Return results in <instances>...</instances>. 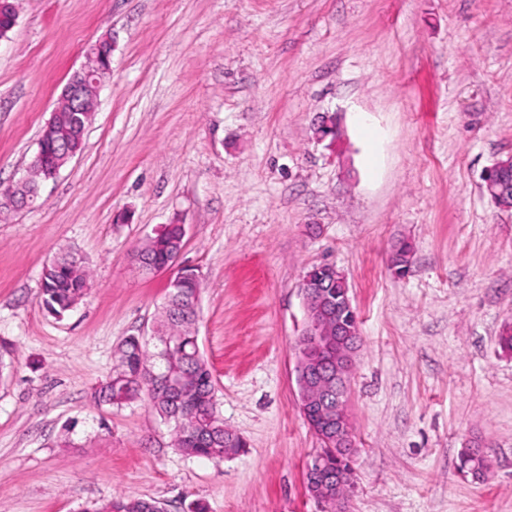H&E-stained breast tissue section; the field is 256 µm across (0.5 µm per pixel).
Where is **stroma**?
<instances>
[{"label": "stroma", "instance_id": "1", "mask_svg": "<svg viewBox=\"0 0 512 512\" xmlns=\"http://www.w3.org/2000/svg\"><path fill=\"white\" fill-rule=\"evenodd\" d=\"M0 39V185L21 177L86 47L112 70L82 153L38 203L0 215V512H322L320 443L295 344L301 283L342 271L362 345L348 415L349 512H512V209L481 173L512 157V0H16ZM325 112L340 139L313 136ZM178 221L198 268V344L244 452L188 456L146 399L96 401L113 354L149 335L170 272L136 247ZM414 248L409 271L393 246ZM88 259L64 318L44 265ZM489 460L460 473L462 448ZM85 512H167L162 503L153 499L119 497L87 508Z\"/></svg>", "mask_w": 512, "mask_h": 512}]
</instances>
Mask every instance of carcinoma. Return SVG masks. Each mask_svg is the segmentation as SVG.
<instances>
[{
    "label": "carcinoma",
    "instance_id": "obj_1",
    "mask_svg": "<svg viewBox=\"0 0 512 512\" xmlns=\"http://www.w3.org/2000/svg\"><path fill=\"white\" fill-rule=\"evenodd\" d=\"M96 102L88 100L86 111L72 112L66 100H58L51 133L44 136L43 147L30 165L28 187L36 188L73 156L84 149L88 124L92 122ZM495 191L491 198L500 206L512 207V158L497 163ZM183 246L179 227L165 225L149 238L136 256L142 268L153 271L168 266ZM413 247L407 241L394 245L390 260L398 271L408 270ZM315 290L327 287L336 293V284L326 281V268L318 265L308 271ZM90 275L86 261L77 252L67 251L43 268L40 300L51 314L61 317L86 294ZM201 278L194 269H185L168 283V292L156 322L155 344L148 347L139 336H127L120 343L113 363V375L95 392V399L122 404L144 394L156 412L172 425L174 447L186 455L222 460L246 448L238 434L224 426L217 409L215 385L211 369L204 360L194 332L199 314ZM309 425L321 448L313 460H322L316 481V496L331 500L330 512L346 509L353 492L351 459L336 446V437L321 416L312 417ZM457 469L471 473L489 469L486 457L475 448H465L458 456ZM346 473L341 489L342 502L336 503V492L330 478L336 471ZM85 512H167L162 503L145 498L119 497L95 505Z\"/></svg>",
    "mask_w": 512,
    "mask_h": 512
}]
</instances>
